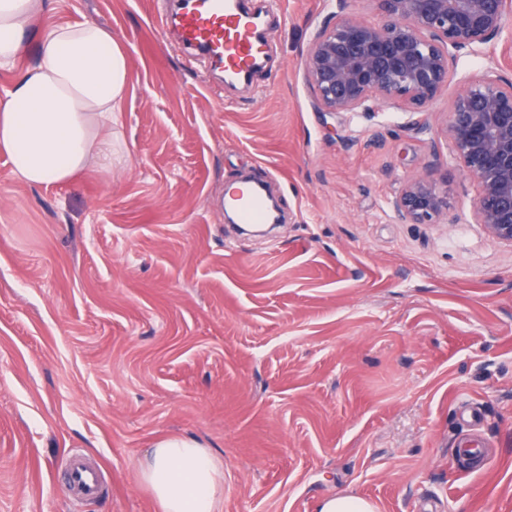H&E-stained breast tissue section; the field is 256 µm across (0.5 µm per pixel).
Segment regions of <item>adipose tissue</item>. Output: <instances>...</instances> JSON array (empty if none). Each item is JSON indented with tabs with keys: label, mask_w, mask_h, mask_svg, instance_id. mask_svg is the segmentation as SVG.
Returning <instances> with one entry per match:
<instances>
[{
	"label": "adipose tissue",
	"mask_w": 512,
	"mask_h": 512,
	"mask_svg": "<svg viewBox=\"0 0 512 512\" xmlns=\"http://www.w3.org/2000/svg\"><path fill=\"white\" fill-rule=\"evenodd\" d=\"M46 0H0V69L25 51L28 26ZM129 58L110 28L95 23L46 28L39 57L0 95V152L33 185H65L95 169L111 173L112 127L129 90ZM161 512H218L224 464L186 438L160 440L136 472Z\"/></svg>",
	"instance_id": "1"
}]
</instances>
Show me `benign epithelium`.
I'll list each match as a JSON object with an SVG mask.
<instances>
[{"label":"benign epithelium","instance_id":"7a95c632","mask_svg":"<svg viewBox=\"0 0 512 512\" xmlns=\"http://www.w3.org/2000/svg\"><path fill=\"white\" fill-rule=\"evenodd\" d=\"M313 37L305 78L323 112H367L398 103L413 114L428 110L451 78V53L499 38L512 0H368L380 17L371 23L344 14ZM441 133L479 186L475 223L512 246V80L489 70L451 102ZM408 224H453L448 190L432 175L406 181L393 203Z\"/></svg>","mask_w":512,"mask_h":512}]
</instances>
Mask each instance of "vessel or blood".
I'll return each mask as SVG.
<instances>
[{"instance_id": "1", "label": "vessel or blood", "mask_w": 512, "mask_h": 512, "mask_svg": "<svg viewBox=\"0 0 512 512\" xmlns=\"http://www.w3.org/2000/svg\"><path fill=\"white\" fill-rule=\"evenodd\" d=\"M182 45L197 48L208 66L221 70L226 81L252 78L260 64L265 23L251 8L249 0H187L174 18ZM227 209L240 223L267 224L271 218L262 190L247 183L227 187ZM71 491L86 497L97 496L99 475L89 463H70Z\"/></svg>"}]
</instances>
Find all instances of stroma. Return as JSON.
Segmentation results:
<instances>
[{
  "label": "stroma",
  "instance_id": "1",
  "mask_svg": "<svg viewBox=\"0 0 512 512\" xmlns=\"http://www.w3.org/2000/svg\"><path fill=\"white\" fill-rule=\"evenodd\" d=\"M268 63L221 86L163 34L156 0H51L40 31L96 23L126 48L123 165L31 186L0 154V512H159L136 470L166 438L224 462L220 512H512V246L438 124L475 76L512 79L504 38L453 58L423 116L321 111L304 66L336 0H277ZM347 15L375 20L369 0ZM427 129H415L416 120ZM448 174L453 224H406L407 179ZM267 183L272 234L224 222V189ZM490 455L462 463L468 419ZM94 460L97 498L65 495ZM374 504L360 497L339 495L324 501L319 512H375Z\"/></svg>",
  "mask_w": 512,
  "mask_h": 512
}]
</instances>
